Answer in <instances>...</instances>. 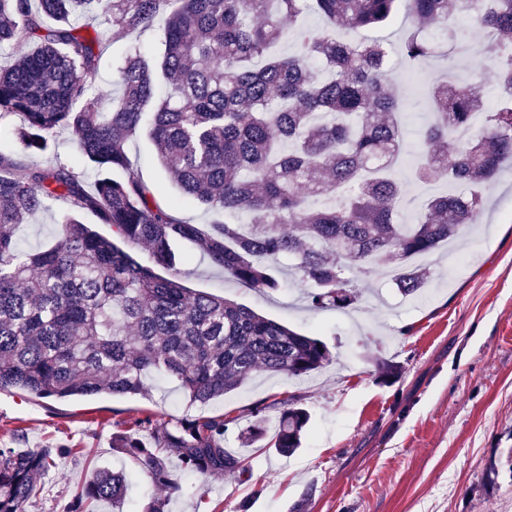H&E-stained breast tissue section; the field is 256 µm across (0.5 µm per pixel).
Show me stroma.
<instances>
[{
  "instance_id": "35a3bbf8",
  "label": "stroma",
  "mask_w": 512,
  "mask_h": 512,
  "mask_svg": "<svg viewBox=\"0 0 512 512\" xmlns=\"http://www.w3.org/2000/svg\"><path fill=\"white\" fill-rule=\"evenodd\" d=\"M448 27L466 54L430 67L436 77L476 79L484 108L499 90L483 61V34L456 4ZM157 53L155 30L114 36L98 70L96 92L112 89V63L132 46ZM133 169L158 196L176 191L145 134L129 143ZM490 204L454 249L429 257V278L403 297L385 267H374L358 308L311 310L307 284L287 276L286 288H244L212 267L198 249L180 244L187 287L218 293L327 343L334 362L309 377L260 375L205 405L190 402L176 382L155 378L144 395L58 401L0 391V448L32 450L64 443L82 449L47 476L29 512H66L91 466L125 468L131 477L117 512H143L157 488L112 449L115 425L146 414L161 421L224 413V446L249 467L238 480L183 473L169 512H512V171L490 192ZM401 368L384 383L377 366ZM297 399L310 414L302 448L282 457L273 447L242 448L240 434L257 404ZM495 477H488L490 463Z\"/></svg>"
}]
</instances>
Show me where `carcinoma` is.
I'll list each match as a JSON object with an SVG mask.
<instances>
[{
    "instance_id": "1",
    "label": "carcinoma",
    "mask_w": 512,
    "mask_h": 512,
    "mask_svg": "<svg viewBox=\"0 0 512 512\" xmlns=\"http://www.w3.org/2000/svg\"><path fill=\"white\" fill-rule=\"evenodd\" d=\"M458 4L492 36L488 61L506 100L450 153L448 136L471 129L482 98L474 86L431 81L424 69L452 50L448 0H0V45H18L0 68V134L18 148L0 154V391L134 396L162 377L205 405L258 372L300 378L333 362L321 339L187 288L177 241L196 244L247 288H282L271 263L286 257L291 274L313 286V309L356 306L363 292L351 273L366 278L380 263L392 265L403 295L416 296L426 271L412 259L474 223L482 189L512 166V0ZM304 13L328 27H287ZM400 16L406 24L394 47L377 33ZM77 18L97 22L92 36ZM156 24L162 55L151 61L134 50L113 65L115 91L87 98L95 48L112 31ZM288 41L293 52L279 53ZM395 52L431 108L412 179L452 185L427 194L411 222L399 220L409 184L394 175L405 146ZM62 130L74 138L76 162L94 172L92 186L49 158ZM142 130L180 195L168 206L130 167L126 145ZM54 201L68 209L53 240L23 251L18 225ZM182 203L216 218L180 221L171 208ZM84 212L112 236L84 223ZM140 246L151 264L133 255ZM267 410L251 409L244 446L265 437ZM309 419L298 402L281 403L279 454L303 446ZM228 424L222 413L163 423L148 414L112 433V448L151 486L176 494L173 457L189 473L247 472L244 458L224 448ZM73 453L0 448V512H28L43 478ZM127 487L125 470L95 466L68 512H94L98 502L117 508Z\"/></svg>"
}]
</instances>
